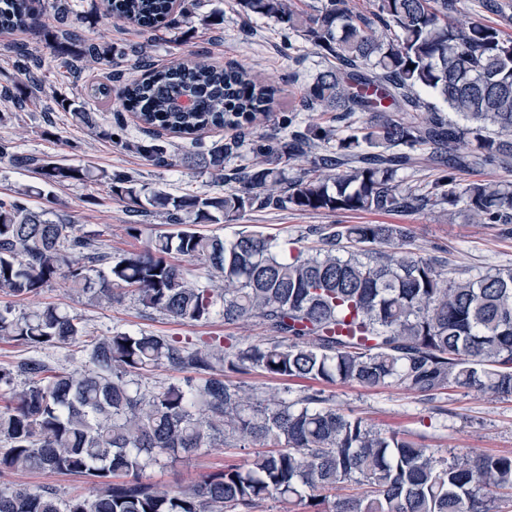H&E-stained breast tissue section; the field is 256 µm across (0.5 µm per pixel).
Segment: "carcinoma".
Returning a JSON list of instances; mask_svg holds the SVG:
<instances>
[{
    "label": "carcinoma",
    "mask_w": 512,
    "mask_h": 512,
    "mask_svg": "<svg viewBox=\"0 0 512 512\" xmlns=\"http://www.w3.org/2000/svg\"><path fill=\"white\" fill-rule=\"evenodd\" d=\"M174 0H106L112 15L141 27L167 22ZM243 12L272 19L336 60L306 86L301 109L338 112L342 129L318 123L288 140L261 145L264 160L235 177L222 195L174 197L105 169L19 156L0 142V159L32 170L38 186L0 199V291L27 295L61 276L99 304L130 289L146 309L199 322L220 309L224 321H260L271 338L224 347H188L146 332L95 336L81 318L54 305L20 317L0 311V340L37 350L83 340L88 368L76 376L30 358L0 367V468L87 477L92 499L61 500L43 488L0 489V512H251L266 498L288 503L308 493L322 512L324 493L345 482L364 491L331 512H493L512 492V455L465 450L447 461L399 431L375 430L313 390L289 402L286 386L264 399L245 394L225 371L284 381L400 386L427 401L450 388L512 396V268L448 276L437 257L403 249L401 224H340L319 245L283 260L273 239L241 230L230 241L196 231L256 207L302 211L414 212L460 204L482 224L512 225V181L471 183L456 172L512 159V38L479 20L448 21L455 0H377L372 16L347 0H322L301 22L288 0H238ZM40 0H0V32L44 25ZM380 25L396 31L384 42ZM442 101L456 119L421 108L419 92ZM97 99L115 97L148 132L195 140L209 128L241 131L270 111L274 89L240 64L192 59L151 65L147 74ZM338 139L337 149L329 147ZM131 147L167 162L157 138ZM427 150L440 171L429 186L399 190L398 171ZM237 140L215 141L183 160L224 179ZM314 155V168L290 180L277 159ZM78 181L104 186L142 224L162 216L176 231L157 234L117 259L99 233L72 224L45 188ZM33 197L50 207H33ZM204 262L208 281L170 261ZM165 366L202 381L144 390L135 376ZM23 375L27 383L15 384ZM260 445L243 465L224 468L184 490L146 480L165 455L188 456L226 438Z\"/></svg>",
    "instance_id": "cac0c4a2"
}]
</instances>
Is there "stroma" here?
I'll return each mask as SVG.
<instances>
[{"label": "stroma", "mask_w": 512, "mask_h": 512, "mask_svg": "<svg viewBox=\"0 0 512 512\" xmlns=\"http://www.w3.org/2000/svg\"><path fill=\"white\" fill-rule=\"evenodd\" d=\"M44 3L48 15L45 26L0 32V140L11 142L14 153L129 175L145 187L159 188L174 196L215 195L232 190V183L218 181L210 172L182 163V155L191 148L184 139L168 137L169 163L154 165L127 146L128 141L146 137L135 116L85 95L88 86L113 87L118 80L142 77L138 63L144 56L160 65L187 58L213 65L240 62L248 65L260 81L276 87L270 112L246 127L245 141L238 153L225 161V169L255 162V144L287 139L289 121L308 124L321 119L319 113L300 111L299 102L306 83L327 69L329 59L275 21L243 15L238 0H177L173 23L147 30L105 15L101 0ZM61 6L67 9L80 41L111 47L110 63L83 62L75 69L61 63L53 51L51 37L58 27L57 9ZM32 83L37 85V92L23 109H15L8 91ZM75 99L94 114L96 129L75 124L70 112L62 109V101ZM52 193L65 203L73 224L86 231H101L102 250L116 258L141 250L148 236L170 230L164 220L156 217L150 224H143L141 236H131L128 227L139 223V216L100 186L72 182L54 187ZM339 224L404 225L407 249L446 260L452 272L512 267V235L505 233L502 225L480 224L462 214L449 215L444 205L396 214L303 212L271 207L245 212L231 221L204 224L200 230L230 240L246 226L275 239L283 248L305 250L316 242L315 228ZM47 304L77 314L98 336L115 330H142L196 345L212 341L256 342L268 336L264 325L256 320L228 323L214 315L205 321L182 322L143 308L131 294L112 306L98 305L70 290L60 278L34 295L0 293V310L11 309L16 316ZM35 355L71 373L87 366L83 345L78 341L39 352L17 342L0 343V365L15 366ZM321 389L324 397L342 412L362 416L377 429L410 434L423 446L440 449L443 455L462 449L487 455L512 454V398L454 388L430 402L402 387L325 383ZM250 455L247 448L217 445L173 462L162 460L147 475L159 487L184 489L222 468L225 461L243 464ZM5 486L44 487L63 499H89L98 490L96 484L82 476L0 469V487Z\"/></svg>", "instance_id": "35a3bbf8"}]
</instances>
